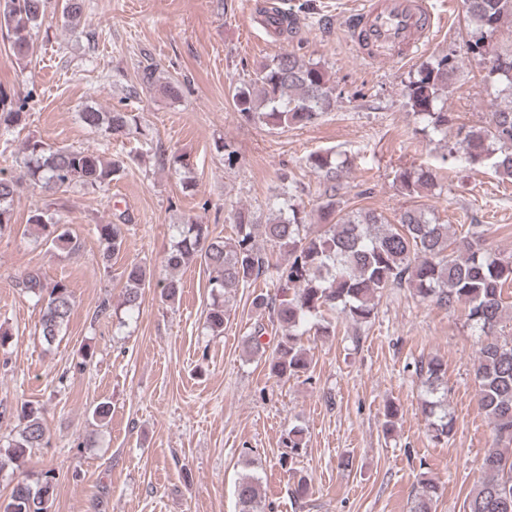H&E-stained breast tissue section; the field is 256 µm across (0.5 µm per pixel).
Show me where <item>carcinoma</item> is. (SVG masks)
<instances>
[{
  "instance_id": "obj_1",
  "label": "carcinoma",
  "mask_w": 512,
  "mask_h": 512,
  "mask_svg": "<svg viewBox=\"0 0 512 512\" xmlns=\"http://www.w3.org/2000/svg\"><path fill=\"white\" fill-rule=\"evenodd\" d=\"M473 35L466 52L483 54L486 42L512 20V0H464ZM46 0H0V30H6L16 61L34 50V31L41 25ZM265 22L278 36L290 35L296 18L290 12L266 15ZM457 70L456 57L441 54L423 65L404 86L406 106L425 118L433 131L448 134V113L438 101ZM488 84L507 96L478 126L461 127L456 145L468 161L491 163L494 172L512 178V48L494 52L485 76ZM234 106L248 120L279 128L305 126L336 106L334 88L319 63L294 51H285L263 64L253 81L235 89ZM28 98L0 87V130L6 132L25 121ZM83 123L108 135L127 133L135 122L128 112H101L90 108L81 113ZM310 166L324 182L320 205L322 223L308 224L305 211L280 196L270 202L273 217L261 222L245 209L234 215V236H215L207 224L190 220L176 226V235L164 262L169 270L164 295L175 300L182 282L177 272L199 261L209 273L212 303L206 328L224 331L227 304L241 288L260 278L271 282L274 293L260 291L252 307L278 324L281 335L268 348L261 341L265 327L255 328L247 341L249 356L267 364L271 375L290 378L309 369L301 344L302 336L314 330L323 336L334 332L324 313L338 310L354 324L374 316L375 298L387 288H409L417 296L444 309L462 305L466 320L478 339L474 376L478 383V405L492 425L493 441L485 450L482 477L464 502L465 512H512V336L504 332L512 313L503 296L512 285V260H505L486 246L484 231L472 224L465 235H450V225L435 214L417 207L402 210L396 223L373 210L349 209L341 205L338 191L345 177L344 165L329 152L308 157ZM118 162L105 163L85 149L52 147L32 137L25 145L23 173L0 172V234L15 224L13 203L25 181L48 190L80 185L105 190L123 173ZM429 169L410 168L396 173L394 181L405 196H416L434 185ZM27 223L43 232V240L56 249L72 244L65 225L42 209L30 212ZM104 243L103 258L110 260L124 244L121 225L97 224ZM278 249L281 262H271L268 249ZM122 306L131 315L140 309L147 269L132 263L125 271ZM24 293L41 304L38 332L51 346L61 339L73 311L69 286L48 282L39 271H30L17 283ZM416 374L423 387L422 411L431 440L441 444L454 429L448 413L446 363L437 357L420 362ZM48 443L42 418L32 409L20 408L18 425L0 452L10 460L25 456L30 448ZM305 446L303 429L288 431L281 466L293 469ZM55 490L53 470L33 472L16 483L4 512H49ZM238 512H264L259 479L243 474L235 485ZM437 488L429 479L420 480L410 512H433Z\"/></svg>"
}]
</instances>
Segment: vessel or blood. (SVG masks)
I'll return each mask as SVG.
<instances>
[{
    "label": "vessel or blood",
    "mask_w": 512,
    "mask_h": 512,
    "mask_svg": "<svg viewBox=\"0 0 512 512\" xmlns=\"http://www.w3.org/2000/svg\"><path fill=\"white\" fill-rule=\"evenodd\" d=\"M343 29L368 63L410 60L439 33V16L430 0H365L344 13Z\"/></svg>",
    "instance_id": "vessel-or-blood-1"
}]
</instances>
